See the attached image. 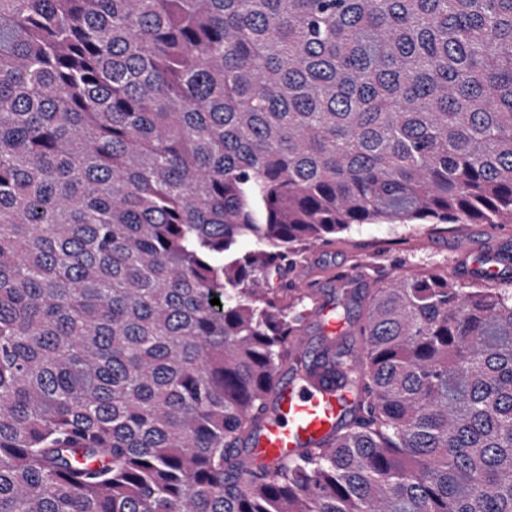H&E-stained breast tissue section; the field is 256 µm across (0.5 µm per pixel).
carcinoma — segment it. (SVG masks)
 I'll return each instance as SVG.
<instances>
[{"instance_id": "cac0c4a2", "label": "carcinoma", "mask_w": 512, "mask_h": 512, "mask_svg": "<svg viewBox=\"0 0 512 512\" xmlns=\"http://www.w3.org/2000/svg\"><path fill=\"white\" fill-rule=\"evenodd\" d=\"M416 220L512 223V0H0V512H512L507 288L394 277L346 429L246 448L273 280Z\"/></svg>"}]
</instances>
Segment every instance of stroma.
I'll use <instances>...</instances> for the list:
<instances>
[{
	"mask_svg": "<svg viewBox=\"0 0 512 512\" xmlns=\"http://www.w3.org/2000/svg\"><path fill=\"white\" fill-rule=\"evenodd\" d=\"M483 236L480 224L472 225L465 236L454 224L435 229L417 223L395 228L365 224L337 234L330 246L307 247L292 271L297 287L316 291L325 306H335L340 289H348L350 313L356 317L363 312L367 294L393 276L433 273L453 278L455 264L468 247L481 244ZM347 268L352 276L343 288H335L332 276Z\"/></svg>",
	"mask_w": 512,
	"mask_h": 512,
	"instance_id": "stroma-1",
	"label": "stroma"
}]
</instances>
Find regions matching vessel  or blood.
<instances>
[{
  "instance_id": "obj_1",
  "label": "vessel or blood",
  "mask_w": 512,
  "mask_h": 512,
  "mask_svg": "<svg viewBox=\"0 0 512 512\" xmlns=\"http://www.w3.org/2000/svg\"><path fill=\"white\" fill-rule=\"evenodd\" d=\"M456 272L460 277L486 283L512 282V250L473 248ZM357 400V392L340 379L334 368L309 361L296 368H283L250 443L253 455L268 470H275L300 449L329 440L349 418Z\"/></svg>"
}]
</instances>
